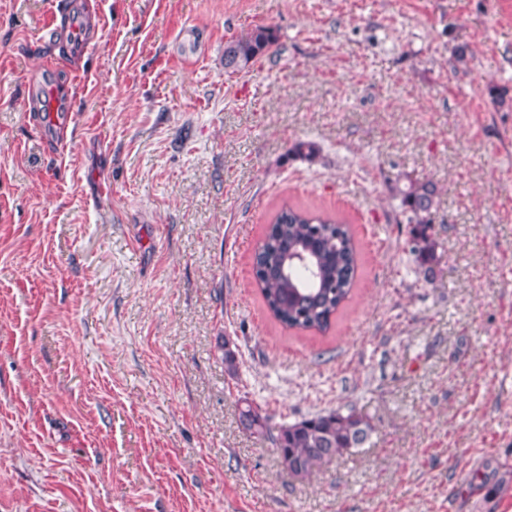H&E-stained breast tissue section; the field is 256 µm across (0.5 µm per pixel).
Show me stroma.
Here are the masks:
<instances>
[{"label": "stroma", "instance_id": "obj_1", "mask_svg": "<svg viewBox=\"0 0 512 512\" xmlns=\"http://www.w3.org/2000/svg\"><path fill=\"white\" fill-rule=\"evenodd\" d=\"M85 2L70 56L50 0H0V512H512V0ZM410 179L438 189L430 282ZM286 204L357 244L324 333L254 276ZM248 404L373 432L301 481ZM270 26L258 25L224 44V70L229 73L249 71L255 61L275 44Z\"/></svg>", "mask_w": 512, "mask_h": 512}]
</instances>
